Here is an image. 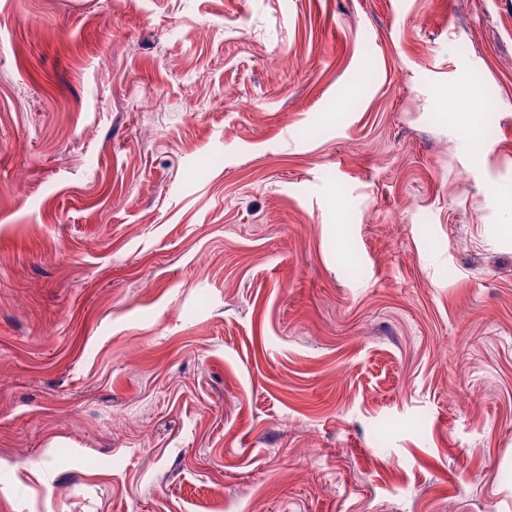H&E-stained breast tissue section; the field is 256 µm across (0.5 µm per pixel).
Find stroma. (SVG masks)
<instances>
[{
  "mask_svg": "<svg viewBox=\"0 0 512 512\" xmlns=\"http://www.w3.org/2000/svg\"><path fill=\"white\" fill-rule=\"evenodd\" d=\"M0 512H512V0H0Z\"/></svg>",
  "mask_w": 512,
  "mask_h": 512,
  "instance_id": "stroma-1",
  "label": "stroma"
}]
</instances>
